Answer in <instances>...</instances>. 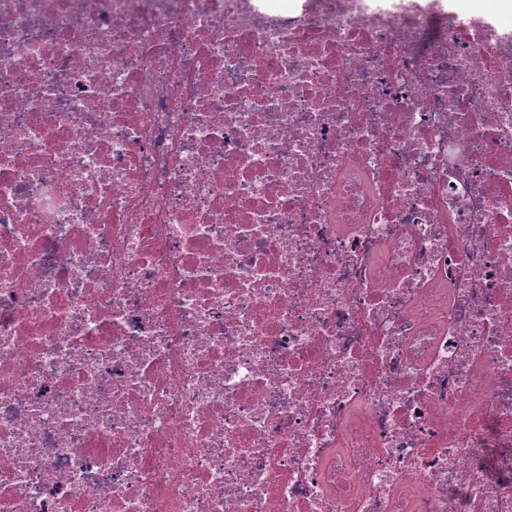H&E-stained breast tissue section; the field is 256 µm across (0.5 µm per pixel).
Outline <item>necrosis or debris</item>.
Segmentation results:
<instances>
[{
    "label": "necrosis or debris",
    "instance_id": "1",
    "mask_svg": "<svg viewBox=\"0 0 512 512\" xmlns=\"http://www.w3.org/2000/svg\"><path fill=\"white\" fill-rule=\"evenodd\" d=\"M0 512H512V32L0 0Z\"/></svg>",
    "mask_w": 512,
    "mask_h": 512
}]
</instances>
